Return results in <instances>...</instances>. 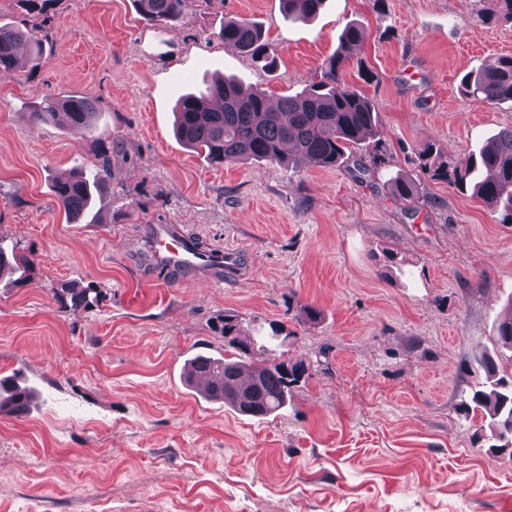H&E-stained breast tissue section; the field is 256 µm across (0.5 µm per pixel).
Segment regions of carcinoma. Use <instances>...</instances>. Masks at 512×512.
I'll list each match as a JSON object with an SVG mask.
<instances>
[{"instance_id":"obj_1","label":"carcinoma","mask_w":512,"mask_h":512,"mask_svg":"<svg viewBox=\"0 0 512 512\" xmlns=\"http://www.w3.org/2000/svg\"><path fill=\"white\" fill-rule=\"evenodd\" d=\"M185 0H138L141 13L158 26L180 19ZM325 0H281L289 21L308 20L320 11ZM42 23L23 32L9 24L0 25V78L13 75L18 68L17 48L32 47L30 62L39 65L41 44L37 33ZM224 42L237 47L251 59L271 69L275 51L257 23L248 19L224 22L220 32ZM363 38V26H347L340 39V51L332 56L320 73L319 80L308 88L278 100L276 107L263 92L247 88L235 78H222L207 85L206 90L184 94L175 109L174 134L189 149L203 153L210 160L243 162L246 160L282 163L289 158L285 147L294 155L305 157L324 168L336 167L346 160V152L367 138L378 134L376 105L342 78L347 58L345 49ZM465 95L489 104L512 101V56L484 71L468 73L461 80ZM33 122L59 120L89 133L98 128L99 112L95 101L85 96H64L43 100L31 112ZM441 149L427 145L420 153V168L443 179L458 190L471 189L492 212L503 214L502 223L512 224V129L489 137L472 151L453 171L440 162ZM110 167L103 158L101 168L91 176L82 174L55 181L53 190L58 204L73 220L90 207L93 191ZM392 195L407 206H415L418 194L415 183L405 178L390 180ZM11 269L24 281L33 273L26 261L0 248V273ZM65 308L89 309L98 295L92 288H66L57 294ZM499 349L512 351V314L497 326ZM499 357L481 353L469 363L472 373H483L467 398L460 401L464 417L486 413L492 435L512 443V372L498 366ZM211 375L220 385L203 392L208 400L222 401L250 416H269L286 403L288 389L300 380L285 370L281 362H246L226 357L197 354L186 363L185 379L189 386L197 378ZM30 399L29 390L12 378H0V413L19 416Z\"/></svg>"}]
</instances>
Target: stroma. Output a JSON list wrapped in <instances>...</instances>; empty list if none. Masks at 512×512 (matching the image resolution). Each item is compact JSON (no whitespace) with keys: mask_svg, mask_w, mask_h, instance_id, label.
<instances>
[{"mask_svg":"<svg viewBox=\"0 0 512 512\" xmlns=\"http://www.w3.org/2000/svg\"><path fill=\"white\" fill-rule=\"evenodd\" d=\"M47 15L43 65L0 78V247L34 268L21 285L0 276V378L36 390L21 416L0 414V512H512V453L457 409L512 304V224L417 160L434 142L457 164L512 127V102L458 89L512 56V17L496 0H326L307 22L280 0H187L171 27L136 0H51ZM237 18L262 26L274 70L220 38ZM354 22L344 76L378 108L380 169L219 165L175 137L179 97L205 79L299 92ZM66 94L96 100L95 133L31 124ZM106 157L69 223L54 180ZM399 175L417 183L415 211L388 190ZM151 224L246 253L249 270L152 283ZM72 283L98 306L61 308ZM228 314L267 337L264 359L306 367L278 414L186 385L193 355L237 356L216 329Z\"/></svg>","mask_w":512,"mask_h":512,"instance_id":"obj_1","label":"stroma"}]
</instances>
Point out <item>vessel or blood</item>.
Listing matches in <instances>:
<instances>
[{
	"label": "vessel or blood",
	"instance_id": "b4317fda",
	"mask_svg": "<svg viewBox=\"0 0 512 512\" xmlns=\"http://www.w3.org/2000/svg\"><path fill=\"white\" fill-rule=\"evenodd\" d=\"M147 246L151 254L152 277L162 281L176 272L203 278L219 271L237 277L247 264L237 251H204L185 236L176 225L152 224L147 229Z\"/></svg>",
	"mask_w": 512,
	"mask_h": 512
}]
</instances>
